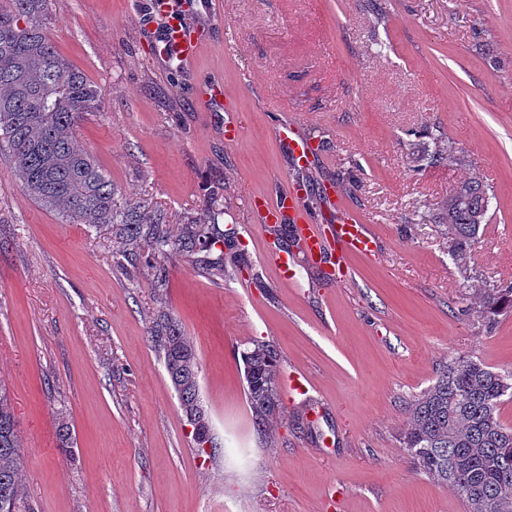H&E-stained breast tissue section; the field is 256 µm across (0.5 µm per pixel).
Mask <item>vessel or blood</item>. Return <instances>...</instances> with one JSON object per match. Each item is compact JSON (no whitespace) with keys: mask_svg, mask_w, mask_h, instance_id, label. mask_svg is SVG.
Masks as SVG:
<instances>
[{"mask_svg":"<svg viewBox=\"0 0 512 512\" xmlns=\"http://www.w3.org/2000/svg\"><path fill=\"white\" fill-rule=\"evenodd\" d=\"M152 10L167 18L155 55L163 60L173 55L181 67H192L202 47L201 30L178 15L175 0H153ZM273 134L287 152L293 170L312 168L316 151L310 138L302 136L294 122L281 121ZM324 195L326 212L319 218L307 212V188L299 180L291 181L287 191L275 199L255 195L250 204L263 223L278 224L286 220L297 223L300 245L308 262L327 264L328 280L344 282L352 276L350 256L372 255L376 250V238L360 215L343 204L334 186H326Z\"/></svg>","mask_w":512,"mask_h":512,"instance_id":"vessel-or-blood-1","label":"vessel or blood"}]
</instances>
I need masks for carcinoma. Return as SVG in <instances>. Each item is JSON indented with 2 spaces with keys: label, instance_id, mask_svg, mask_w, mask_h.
Wrapping results in <instances>:
<instances>
[{
  "label": "carcinoma",
  "instance_id": "carcinoma-1",
  "mask_svg": "<svg viewBox=\"0 0 512 512\" xmlns=\"http://www.w3.org/2000/svg\"><path fill=\"white\" fill-rule=\"evenodd\" d=\"M0 7V155L14 166L28 194L46 209L59 210L73 224H102L112 238L136 243L140 253L118 251L122 268L151 270L158 293L168 285L166 260L180 258L211 278L244 264L235 232L223 230L224 188L206 197L209 224L188 218L173 230L167 212L146 211L116 199L112 181L93 155L75 146L85 116L100 111V91L74 68L43 28L47 0H9ZM492 194L473 174L457 182L442 208L448 224L449 255L466 264ZM512 311V283L485 294L476 307L483 318ZM149 340L162 357L184 417L193 429V447L212 433L199 398L196 353L177 321L161 311ZM247 398L255 419L265 425L280 408L279 354L257 343L243 353ZM512 399V365L497 371L472 357L448 363L435 384L408 409L403 445L413 465L448 485L467 512H494L492 501L512 500V428L500 419V406ZM21 439L12 399L0 385V512H20L18 480Z\"/></svg>",
  "mask_w": 512,
  "mask_h": 512
}]
</instances>
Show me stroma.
<instances>
[{
	"label": "stroma",
	"instance_id": "35a3bbf8",
	"mask_svg": "<svg viewBox=\"0 0 512 512\" xmlns=\"http://www.w3.org/2000/svg\"><path fill=\"white\" fill-rule=\"evenodd\" d=\"M147 0H49L56 49L102 93L75 137L119 201L206 221L224 186V217L244 270L212 279L168 261L154 295L145 272L120 270L105 228L72 224L31 199L0 157V384L11 395L23 464L22 512H466L403 450L407 405L459 356L512 365V313L485 323L483 291L512 283V0H209L185 19L206 26L196 73L147 50ZM222 27H214L213 18ZM249 74L242 83L241 74ZM222 81L244 134L199 102V77ZM299 123L319 146L307 197L334 183L378 239L330 284L300 259L294 285L267 262L284 249L247 205L295 172L272 129ZM453 159L418 167L433 133ZM479 175L495 198L466 265L448 253L440 209ZM173 315L199 361L200 396L220 445L201 456L148 331ZM276 345L281 375L306 372L260 431L242 354ZM76 441L58 447L59 416Z\"/></svg>",
	"mask_w": 512,
	"mask_h": 512
}]
</instances>
